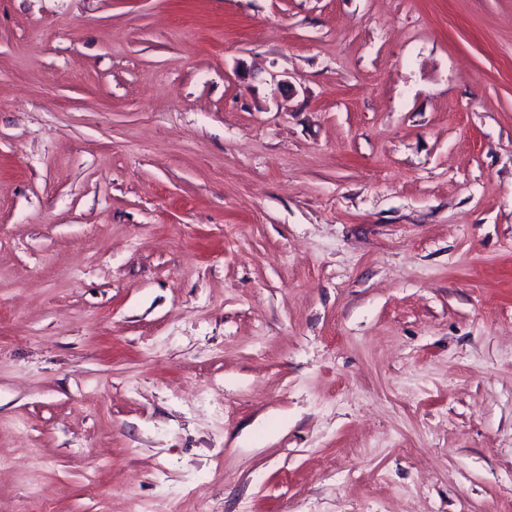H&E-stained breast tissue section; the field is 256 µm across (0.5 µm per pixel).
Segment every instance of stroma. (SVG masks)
Wrapping results in <instances>:
<instances>
[{"instance_id": "obj_1", "label": "stroma", "mask_w": 512, "mask_h": 512, "mask_svg": "<svg viewBox=\"0 0 512 512\" xmlns=\"http://www.w3.org/2000/svg\"><path fill=\"white\" fill-rule=\"evenodd\" d=\"M512 512V0H0V512Z\"/></svg>"}]
</instances>
